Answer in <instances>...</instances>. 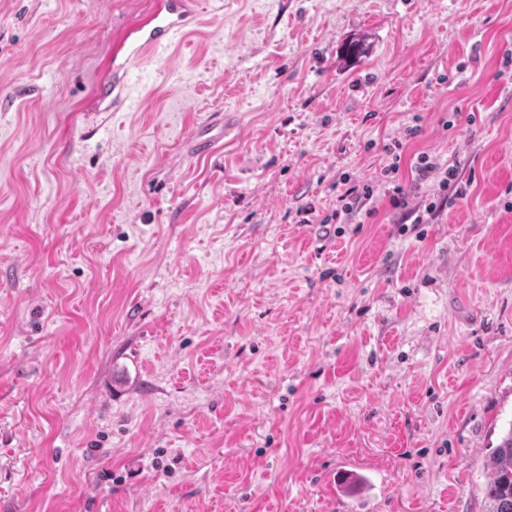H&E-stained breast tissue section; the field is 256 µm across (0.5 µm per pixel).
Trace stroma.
Wrapping results in <instances>:
<instances>
[{
    "mask_svg": "<svg viewBox=\"0 0 512 512\" xmlns=\"http://www.w3.org/2000/svg\"><path fill=\"white\" fill-rule=\"evenodd\" d=\"M153 2L0 0V512H484L512 0H199L96 112ZM422 152L468 188L416 224ZM234 129V121L229 115H224V123L218 125H204L197 138V145L202 153H209L213 150L217 140H224ZM215 132V133H213ZM372 197L373 189L369 185H363L361 191L359 187H350L342 200L347 202L343 204L341 212L348 216L358 213L370 203Z\"/></svg>",
    "mask_w": 512,
    "mask_h": 512,
    "instance_id": "stroma-1",
    "label": "stroma"
}]
</instances>
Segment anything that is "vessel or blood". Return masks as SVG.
Listing matches in <instances>:
<instances>
[{
    "instance_id": "obj_1",
    "label": "vessel or blood",
    "mask_w": 512,
    "mask_h": 512,
    "mask_svg": "<svg viewBox=\"0 0 512 512\" xmlns=\"http://www.w3.org/2000/svg\"><path fill=\"white\" fill-rule=\"evenodd\" d=\"M195 0H156L153 11L124 37L127 63H138L171 50L184 39L197 23ZM234 128L233 119L203 126L197 138L201 152H211L217 140Z\"/></svg>"
}]
</instances>
